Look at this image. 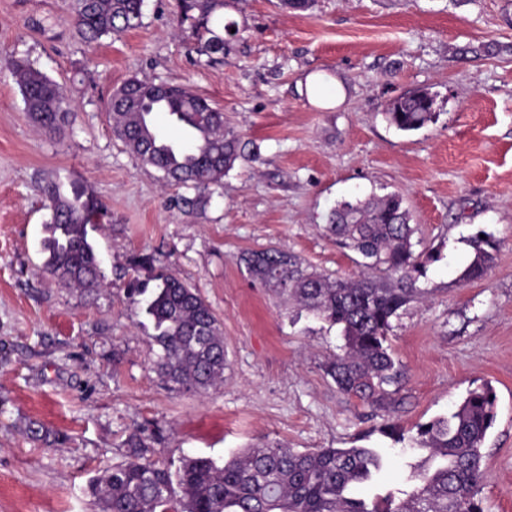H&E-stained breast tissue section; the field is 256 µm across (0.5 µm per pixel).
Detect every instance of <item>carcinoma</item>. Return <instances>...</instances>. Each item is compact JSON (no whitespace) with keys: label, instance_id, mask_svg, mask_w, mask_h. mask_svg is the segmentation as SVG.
<instances>
[{"label":"carcinoma","instance_id":"carcinoma-1","mask_svg":"<svg viewBox=\"0 0 512 512\" xmlns=\"http://www.w3.org/2000/svg\"><path fill=\"white\" fill-rule=\"evenodd\" d=\"M143 0H74L70 23L93 44L120 36L142 19ZM180 25L210 58L223 54L224 0H176ZM25 111L38 127L59 133L72 122V108L62 88L26 60L12 63ZM156 83L133 76L110 95L105 109L113 133L140 161L162 173L169 184L207 189L220 183L242 159L239 136L224 121V112L179 85L155 96ZM167 112L189 131L192 146L182 148L162 137L145 105ZM386 120L402 132L417 131L436 118L435 97L426 89L390 101ZM39 191L48 201V256L44 272L77 288H98L105 279L88 228L105 217L102 204L89 193L65 194L45 178ZM403 198L387 194L355 204L344 202L328 215L327 231L359 253L363 267L374 272L358 279H330L302 266L291 253L255 251L247 266L261 284L288 294L300 308L337 326L342 352L326 366L340 392L381 407L386 387L401 377L389 346L392 320L419 290L421 255L412 250L414 229ZM490 240L474 244V257L461 280L484 278L493 263ZM155 259L139 255L131 262L127 298L152 319L160 347L158 372L187 392L201 393L224 384L226 355L221 323L210 305L183 280L158 272L154 288L139 278ZM496 395L489 384L469 391L447 416L418 427L413 447L427 452L411 465V489L371 500L354 495L373 481L383 466L375 448H319L296 451L280 443L245 448L219 465L208 457L185 456L174 470L145 458L149 438L131 432L127 456L90 486L103 512H481L477 495L486 479L483 446L494 422ZM27 436L35 442H58V435L32 423Z\"/></svg>","mask_w":512,"mask_h":512}]
</instances>
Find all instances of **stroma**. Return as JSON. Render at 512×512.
<instances>
[{
	"label": "stroma",
	"mask_w": 512,
	"mask_h": 512,
	"mask_svg": "<svg viewBox=\"0 0 512 512\" xmlns=\"http://www.w3.org/2000/svg\"><path fill=\"white\" fill-rule=\"evenodd\" d=\"M69 0H0V512H102L90 481L123 460L130 432L153 437L149 459L224 461L260 442L298 451L380 449L370 499L406 488L420 425L491 384L483 512H512V0H227L237 36L219 59L199 54L175 0H144L142 22L89 45ZM29 61L60 84L75 119L56 136L30 123L11 73ZM334 84L313 103L306 75ZM182 84L223 110L244 158L199 191L163 183L115 137L105 112L130 77ZM428 88L437 122L402 133L384 116L394 97ZM78 187L107 210L90 231L107 287L70 288L42 270L50 218L38 182ZM403 196L414 252H433L420 291L393 321L403 377L388 405L341 393L326 365L340 331L253 280L245 253L290 252L330 278L362 275L360 255L326 231L338 203ZM494 262L462 283L473 242ZM154 255L210 305L224 331V386L167 385L151 319L123 274ZM63 437L25 436L29 422Z\"/></svg>",
	"instance_id": "stroma-1"
}]
</instances>
